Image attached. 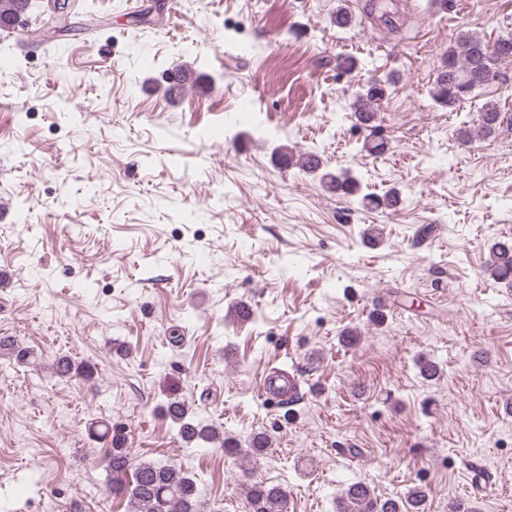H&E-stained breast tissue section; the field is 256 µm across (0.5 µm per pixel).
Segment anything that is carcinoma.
<instances>
[{
  "label": "carcinoma",
  "mask_w": 512,
  "mask_h": 512,
  "mask_svg": "<svg viewBox=\"0 0 512 512\" xmlns=\"http://www.w3.org/2000/svg\"><path fill=\"white\" fill-rule=\"evenodd\" d=\"M27 0H0V29H9L23 12ZM506 62H512V37L502 36L489 43L477 33L465 31L448 45L437 67L432 86V97L437 105L455 113L460 119L457 139L466 144L472 138L468 127L470 113H460L466 103H473L479 97L478 91L495 83L509 84L512 78L501 70ZM394 84V77L386 74L367 81L356 91L351 108L356 126L365 131L360 152L378 157L387 150V142L379 136L375 125L376 110L388 96ZM478 132L489 137L494 135L503 123V113L498 100L487 98L477 107ZM280 161L288 166L316 175L322 186L331 194L358 198L364 209H379L398 204L395 191L383 196L363 193L360 181L347 172L333 173L326 169L321 155L315 151L295 154L282 150ZM486 272L493 279L512 283V242L496 241L490 250ZM0 350L8 351L19 363L33 358L32 352L9 339H0ZM56 374L69 377L81 374L91 377L85 365H77L68 357H61L56 363ZM169 418L179 425V433L187 442L201 441L224 449L227 453L238 450V443L232 437L213 426H200L187 419L185 404L173 402L167 408ZM93 434L109 441L106 450L108 468L112 473L114 493L126 494L133 504L134 512H207L199 500L194 480L173 465L151 462L134 463L127 439L122 430L109 423L101 422L92 426ZM287 490L279 485L254 484L250 490L251 512H286ZM425 491L414 489L401 498L380 499L365 483L348 486L338 498L336 512H424Z\"/></svg>",
  "instance_id": "obj_1"
}]
</instances>
